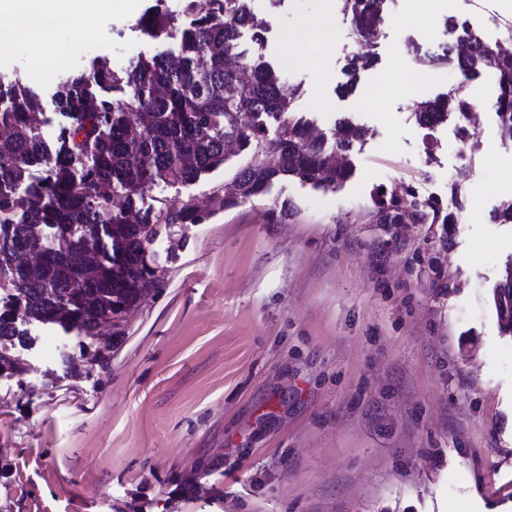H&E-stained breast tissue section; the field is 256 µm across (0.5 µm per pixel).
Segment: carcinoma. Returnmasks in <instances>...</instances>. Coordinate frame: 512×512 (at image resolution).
Returning <instances> with one entry per match:
<instances>
[{"instance_id":"carcinoma-1","label":"carcinoma","mask_w":512,"mask_h":512,"mask_svg":"<svg viewBox=\"0 0 512 512\" xmlns=\"http://www.w3.org/2000/svg\"><path fill=\"white\" fill-rule=\"evenodd\" d=\"M358 32L384 23L387 0H340ZM194 23L183 28L156 11L140 22L143 33L178 43L176 53L139 60L121 76L97 57L69 76L56 93L71 118L56 143L43 138L38 96L22 83L0 84V342L26 340L30 322L57 325L96 341L83 354L90 367L106 370L112 348L125 337L127 312L153 296L161 271L150 251L174 224H205L217 212L256 198L288 177L316 188H337L351 176L350 152L364 131L345 120L334 143L311 134L296 117L297 94L284 90L279 71L261 53L266 22L251 0H184ZM252 31V45L239 42ZM470 53L450 62L464 81L491 67L497 76L494 107L503 136L512 139V53L496 52L469 32ZM377 56L364 49L352 56L342 93L357 88L360 73ZM465 93L450 91L421 101L413 115L436 127L455 114L466 116ZM278 123L274 134L269 124ZM236 151L228 154V145ZM239 163L231 189L212 193L211 205L191 202L143 209L142 193L160 183L188 184L222 166ZM43 170L32 178L33 164ZM375 208L381 224H401L398 199L380 192ZM415 224L443 220L437 203L411 204ZM494 306L512 331V271L500 284ZM25 372L13 351L0 345V370Z\"/></svg>"}]
</instances>
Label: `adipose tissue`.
Masks as SVG:
<instances>
[{"instance_id":"1","label":"adipose tissue","mask_w":512,"mask_h":512,"mask_svg":"<svg viewBox=\"0 0 512 512\" xmlns=\"http://www.w3.org/2000/svg\"><path fill=\"white\" fill-rule=\"evenodd\" d=\"M99 0H0V14L11 18L16 38L34 59H41L56 50V35L34 23L43 12L69 16L83 26H91L96 18Z\"/></svg>"}]
</instances>
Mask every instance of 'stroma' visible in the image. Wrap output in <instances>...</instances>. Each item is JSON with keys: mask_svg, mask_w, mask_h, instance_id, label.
Wrapping results in <instances>:
<instances>
[{"mask_svg": "<svg viewBox=\"0 0 512 512\" xmlns=\"http://www.w3.org/2000/svg\"><path fill=\"white\" fill-rule=\"evenodd\" d=\"M267 23L266 59L288 63L300 116L325 138L350 117L365 130L340 187L275 181L205 224H178L151 251L161 286L131 313L109 369L79 365L94 341L27 324L15 352L24 374H0V512H512V332L493 292L512 269V191L486 177L512 168L483 80L474 144L460 122L418 125L417 102L458 85L449 66L411 86L413 44L448 43L447 17L488 45L512 26V0H389L375 39L379 70L398 75L379 95H343L359 49L339 0H252ZM181 20L183 0H131L85 30L57 37L73 74L104 57L124 71L138 56L177 52L144 35L154 8ZM328 17L336 38L320 68L284 33ZM83 56H68L72 46ZM21 44L0 37V80L39 97L41 131L69 118L59 80L32 77ZM217 169L194 184L160 183L142 206L210 203L230 183ZM402 206L432 199L452 224H382L377 189ZM290 203L285 222L271 213ZM59 347L45 352L42 339Z\"/></svg>", "mask_w": 512, "mask_h": 512, "instance_id": "stroma-1", "label": "stroma"}]
</instances>
